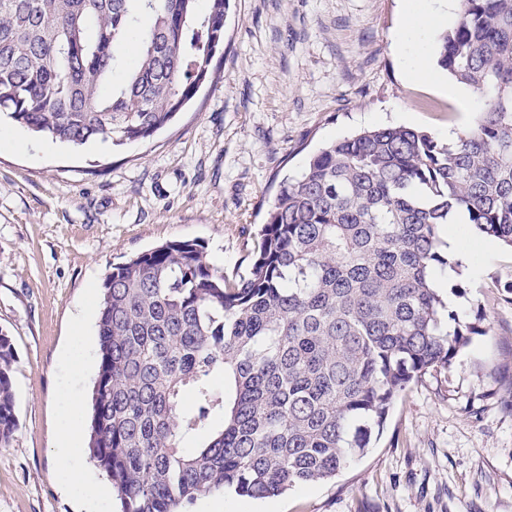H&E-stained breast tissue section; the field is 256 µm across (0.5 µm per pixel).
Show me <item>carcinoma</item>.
Instances as JSON below:
<instances>
[{
  "label": "carcinoma",
  "mask_w": 512,
  "mask_h": 512,
  "mask_svg": "<svg viewBox=\"0 0 512 512\" xmlns=\"http://www.w3.org/2000/svg\"><path fill=\"white\" fill-rule=\"evenodd\" d=\"M227 2L0 0V115L74 148L146 140L213 73ZM438 63L484 94L473 124L453 142L384 126L320 148L280 185L245 275L196 241L112 266L88 447L121 512L334 478L411 384L489 333L439 291L450 270L465 288L441 231L464 211L512 247V0H460ZM15 361L0 331L1 448L18 429Z\"/></svg>",
  "instance_id": "1"
}]
</instances>
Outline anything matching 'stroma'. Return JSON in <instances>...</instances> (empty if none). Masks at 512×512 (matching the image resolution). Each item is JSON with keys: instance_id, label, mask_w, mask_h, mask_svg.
<instances>
[{"instance_id": "35a3bbf8", "label": "stroma", "mask_w": 512, "mask_h": 512, "mask_svg": "<svg viewBox=\"0 0 512 512\" xmlns=\"http://www.w3.org/2000/svg\"><path fill=\"white\" fill-rule=\"evenodd\" d=\"M410 0H230L224 52L190 106L153 137L73 148L10 120L0 130V331L16 349L18 429L0 447V512H119L74 485H106L79 440L58 466L63 403L87 429L102 284L114 264L198 241L225 276L245 273L251 237L280 181L310 155L386 125L442 136L483 104L473 88L409 80L398 46ZM461 318L482 311L448 369L396 400L380 439L336 478L268 499L234 490L189 512H512V249L470 226ZM85 318V332L73 322Z\"/></svg>"}]
</instances>
